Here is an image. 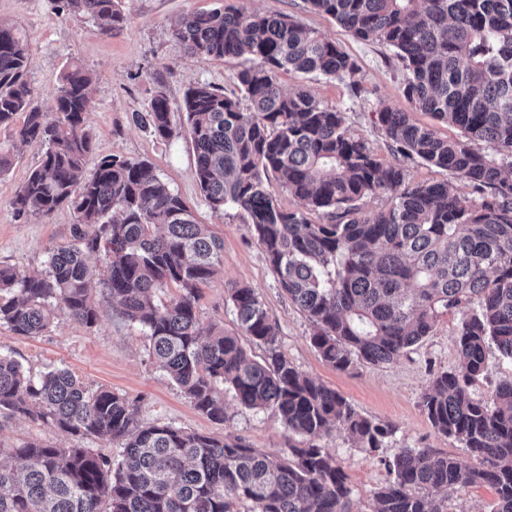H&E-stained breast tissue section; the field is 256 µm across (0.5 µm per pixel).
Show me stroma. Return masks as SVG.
I'll use <instances>...</instances> for the list:
<instances>
[{"label":"stroma","mask_w":512,"mask_h":512,"mask_svg":"<svg viewBox=\"0 0 512 512\" xmlns=\"http://www.w3.org/2000/svg\"><path fill=\"white\" fill-rule=\"evenodd\" d=\"M121 5L126 23L109 35L100 33L91 16L60 9L55 0H0V23L28 39L29 83L41 111L53 112L60 77L68 64L79 63L92 74L86 126L93 150L85 160V172H92L109 156L146 161L181 196L197 223L208 225L223 240V261L200 287L202 327L217 325L236 331L228 293L241 286L253 288L278 330L280 351L300 371L335 389L362 415L393 428V436L376 451L357 447L336 429L323 439L348 476L355 512H372L374 491L390 478L385 461L399 449L437 448L474 464V457L458 442L435 431L420 404L430 372L458 365L459 315L442 316L431 336L393 363L358 365L340 372L322 361L311 343L308 320L279 288L249 225L236 211H213L204 200L195 179L193 146L182 131L185 115L181 107L187 88L205 82L225 93H238L236 76L244 60L233 56L198 60L173 38L172 27L183 16L224 6L295 17L341 46L356 62L358 72L351 80H310L288 71L280 75L282 87L308 86L324 105L339 109L349 134L364 139L383 164L403 166L409 182H447L461 194L471 195V187L447 170L395 153L380 131L379 102L408 109L402 67L393 52L384 45L354 39L332 17L309 9L305 0H121ZM159 90L169 100L173 125L181 130L168 140L153 137L132 119L133 113L146 110ZM41 154L39 145L26 146L16 155L11 170L0 177V265L26 273L45 271L50 249L71 241L75 223L72 210L65 206L46 219L20 220L13 212L11 201L29 171L39 164ZM146 346L141 328L122 319L105 300L100 303L97 324L90 328L65 316L37 338L20 337L0 326L1 353L13 355L33 374L65 367L89 388L105 387L136 398L140 423L171 424L216 436L231 434L265 452L285 446L289 433L280 418L269 410L241 407L232 392L224 394L226 423L212 422L196 412L178 386L152 363ZM32 440L70 448L85 445L115 456L122 446L121 441L105 437L88 441L69 437L41 421L0 423V448H15Z\"/></svg>","instance_id":"obj_1"}]
</instances>
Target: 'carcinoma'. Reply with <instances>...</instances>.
<instances>
[{"instance_id":"cac0c4a2","label":"carcinoma","mask_w":512,"mask_h":512,"mask_svg":"<svg viewBox=\"0 0 512 512\" xmlns=\"http://www.w3.org/2000/svg\"><path fill=\"white\" fill-rule=\"evenodd\" d=\"M63 2L96 19L104 35L126 20L119 0ZM305 2L354 39L393 50L410 107L461 137L442 138L382 103L377 121L392 150L452 172L477 197L447 182L409 184L404 168L383 165L347 133L343 112L304 87L283 90L284 71L352 78L357 66L292 16L246 9L186 15L172 28L199 60L248 61L237 74L246 108L210 84L185 92L200 192L213 210L247 217L279 287L313 326V346L338 371L390 364L430 336L440 317L461 315L458 367L430 373L421 406L432 427L479 465L436 448H403L386 461L392 479L375 492V512H445L440 493L475 485L494 489L493 512H512V379L489 399L472 391L490 345L512 361V0ZM29 67L25 36L0 24V129L11 132L0 143V176L18 146L41 143L42 161L12 199L13 211L45 219L67 205L76 222L72 241L50 251L45 274L0 266V325L28 338L46 333L59 314L94 326L97 272L88 258L102 254L107 297L142 328L155 363L197 412L226 422L224 387L248 409L275 412L300 440L265 452L238 436L143 425L129 396L89 389L65 368L35 378L0 353L1 419L123 441L117 459L39 441L9 449L0 463V512H239L247 504L252 512H354L348 476L321 439L336 428L375 451L393 429L288 360L253 289L229 294L241 335L203 330L200 285L223 260L224 243L145 161L113 156L81 177L92 149L91 76L68 66L50 115L34 106ZM133 119L156 138L175 134L162 91ZM272 179L303 208L279 205ZM377 193L391 195V207L361 214L357 202ZM309 211L325 222H310ZM170 285L178 294L158 300ZM243 336L264 348L261 359Z\"/></svg>"}]
</instances>
